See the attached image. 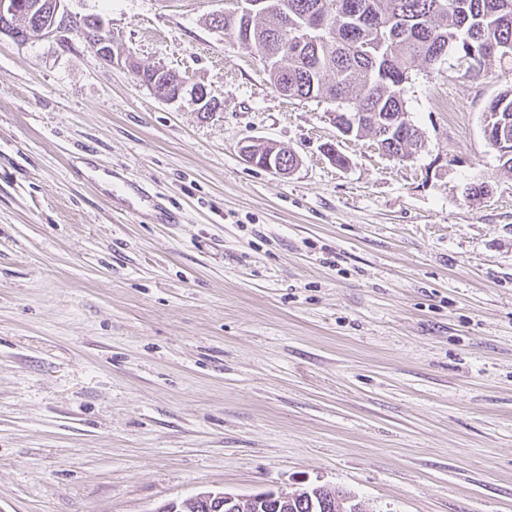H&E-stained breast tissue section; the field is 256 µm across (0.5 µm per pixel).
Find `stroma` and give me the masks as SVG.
Segmentation results:
<instances>
[{"label": "stroma", "instance_id": "stroma-1", "mask_svg": "<svg viewBox=\"0 0 512 512\" xmlns=\"http://www.w3.org/2000/svg\"><path fill=\"white\" fill-rule=\"evenodd\" d=\"M229 5L66 0L104 19L114 65L0 36V512L316 486L365 512H512V171L483 135L512 71L416 63L424 144L399 162L277 93L210 26ZM264 142L298 166L247 163ZM185 95H189L190 100L194 101L196 105H200V107L212 98L204 87L195 84L190 86L187 81L179 84L175 91L169 93L163 98L168 101L175 102L184 98Z\"/></svg>", "mask_w": 512, "mask_h": 512}]
</instances>
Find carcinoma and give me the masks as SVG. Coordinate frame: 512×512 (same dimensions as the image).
Instances as JSON below:
<instances>
[{
	"label": "carcinoma",
	"instance_id": "1",
	"mask_svg": "<svg viewBox=\"0 0 512 512\" xmlns=\"http://www.w3.org/2000/svg\"><path fill=\"white\" fill-rule=\"evenodd\" d=\"M269 15L247 21L228 8L212 15L210 25L236 38L248 29L262 37L256 49L263 52L270 84L289 98L327 100L341 114L366 113L355 124L353 136L377 137L371 119L406 111L404 84L410 70L421 61L435 64L456 55L466 40L512 44V0H273ZM336 3L328 29L297 49L284 22L300 21L316 6ZM158 93L177 82L171 71L159 67L143 70ZM484 121L512 140V86L487 104ZM422 141L417 126L380 145L385 152L403 157ZM294 155L274 144L252 146L264 165L270 154ZM249 512H362V505L339 490L317 492L309 488L291 496L288 510L278 500L252 504Z\"/></svg>",
	"mask_w": 512,
	"mask_h": 512
}]
</instances>
